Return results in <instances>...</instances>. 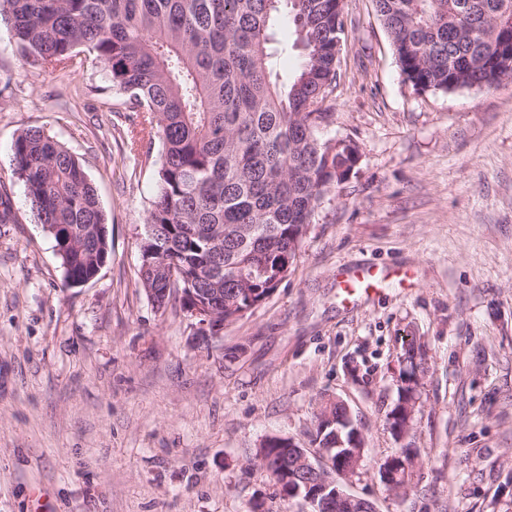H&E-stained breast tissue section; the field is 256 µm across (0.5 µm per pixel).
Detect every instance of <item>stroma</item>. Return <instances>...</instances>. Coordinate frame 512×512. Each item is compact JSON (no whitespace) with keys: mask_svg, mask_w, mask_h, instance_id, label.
<instances>
[{"mask_svg":"<svg viewBox=\"0 0 512 512\" xmlns=\"http://www.w3.org/2000/svg\"><path fill=\"white\" fill-rule=\"evenodd\" d=\"M343 9L328 103L358 172L322 201L275 294L207 342L178 299L157 308L140 283L159 143L129 152L138 118L92 56L30 67L0 19V193L16 218L0 224V512H298L246 463L272 435L312 447L336 398L365 439L347 489L376 512H512V79L416 91L373 0ZM294 40L280 18L285 79ZM31 127L79 159L108 217L110 256L79 286L12 175ZM369 265L388 277L347 297L337 271ZM408 336L427 369L404 495L379 465L399 449L386 414Z\"/></svg>","mask_w":512,"mask_h":512,"instance_id":"1","label":"stroma"}]
</instances>
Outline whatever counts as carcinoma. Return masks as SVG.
<instances>
[{"label":"carcinoma","instance_id":"1","mask_svg":"<svg viewBox=\"0 0 512 512\" xmlns=\"http://www.w3.org/2000/svg\"><path fill=\"white\" fill-rule=\"evenodd\" d=\"M405 80L417 91L490 86L512 42V0H375ZM288 10L305 61L282 83L268 45ZM14 45L35 68H67L81 52L103 65L140 133L162 145L147 209L168 262L140 271L142 288L181 306L224 289L221 315L248 307L288 276L323 198L357 170L360 145L332 134L325 101L344 43L343 0H0ZM14 175L47 226L75 286L110 256L106 216L79 160L40 128L14 139ZM400 359L425 371V355ZM346 441L359 427L333 404ZM278 449L264 469L277 480Z\"/></svg>","mask_w":512,"mask_h":512}]
</instances>
